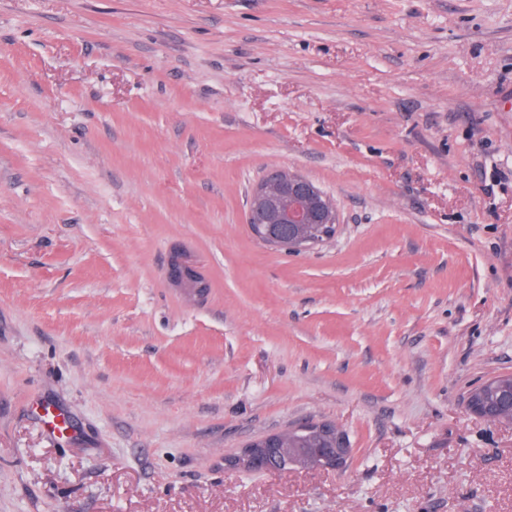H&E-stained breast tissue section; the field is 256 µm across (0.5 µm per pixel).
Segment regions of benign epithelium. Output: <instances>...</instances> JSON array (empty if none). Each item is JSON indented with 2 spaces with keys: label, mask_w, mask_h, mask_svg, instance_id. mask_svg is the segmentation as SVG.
I'll list each match as a JSON object with an SVG mask.
<instances>
[{
  "label": "benign epithelium",
  "mask_w": 512,
  "mask_h": 512,
  "mask_svg": "<svg viewBox=\"0 0 512 512\" xmlns=\"http://www.w3.org/2000/svg\"><path fill=\"white\" fill-rule=\"evenodd\" d=\"M248 211L260 215L268 223L325 224L332 228L338 223L336 208L326 194L309 178L295 171L276 169L256 183L249 195ZM167 277L177 288L202 298L209 290V283L196 271L181 253L171 256ZM468 410L478 417L495 424L512 425V390L501 399V407L508 411L504 416L484 406L481 392L474 391L467 398ZM303 431L334 437L331 448H317L313 455L294 452L286 447L285 440L292 432ZM346 432L332 421H310L288 430L268 434L248 443L239 452L224 457V465L239 471L262 472L267 461L276 458L287 467L342 470L351 456Z\"/></svg>",
  "instance_id": "obj_1"
}]
</instances>
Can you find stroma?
<instances>
[{
    "mask_svg": "<svg viewBox=\"0 0 512 512\" xmlns=\"http://www.w3.org/2000/svg\"><path fill=\"white\" fill-rule=\"evenodd\" d=\"M280 168L333 238L252 236ZM510 372L512 0H0V512H512ZM167 277L177 288H181L197 298H203L210 286L196 271L187 257L174 253L168 264ZM481 394L482 392L480 391H474L468 396V410L488 422L495 424L508 423L509 425H512V389L502 397L500 403L502 408L507 409V416L489 410L484 406L481 400ZM303 431L320 435L334 436L333 448H315L314 455H305L294 452L293 448H313L324 440L318 438H301L288 442L285 440L292 432ZM349 439L346 432L332 421H310L302 423L288 430L268 434L260 439L248 443L239 452L224 457V466L227 465L245 472H262L266 470L267 461L277 458L282 464L290 467L342 470L351 456ZM277 469H288L277 464Z\"/></svg>",
    "mask_w": 512,
    "mask_h": 512,
    "instance_id": "1",
    "label": "stroma"
}]
</instances>
